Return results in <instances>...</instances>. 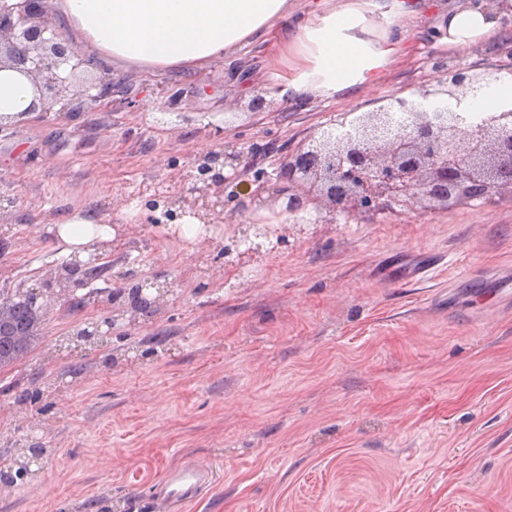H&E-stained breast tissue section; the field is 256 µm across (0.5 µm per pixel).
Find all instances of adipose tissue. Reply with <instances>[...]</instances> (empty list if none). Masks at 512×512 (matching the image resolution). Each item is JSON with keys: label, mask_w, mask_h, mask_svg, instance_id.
<instances>
[{"label": "adipose tissue", "mask_w": 512, "mask_h": 512, "mask_svg": "<svg viewBox=\"0 0 512 512\" xmlns=\"http://www.w3.org/2000/svg\"><path fill=\"white\" fill-rule=\"evenodd\" d=\"M437 15L435 41L458 51L511 32L512 0H56L55 21L79 52L192 74L258 40L280 94L341 101L377 88L406 48L413 21ZM34 89L0 69V124L31 121ZM68 255H87L116 230L91 213L50 227Z\"/></svg>", "instance_id": "1"}]
</instances>
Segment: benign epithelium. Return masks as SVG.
<instances>
[{"label":"benign epithelium","instance_id":"7a95c632","mask_svg":"<svg viewBox=\"0 0 512 512\" xmlns=\"http://www.w3.org/2000/svg\"><path fill=\"white\" fill-rule=\"evenodd\" d=\"M45 0H0V68H12L30 78L38 93L42 111L59 107L61 112H76L122 92L112 81L90 82L75 97L65 95L75 75L105 74L108 64L99 57L74 50L66 35L53 23L44 9ZM433 67L442 73L440 89L424 90L425 100L445 95L455 107L438 104L425 108L413 99L392 96L388 103L372 112H362L335 127L310 137L297 153L275 170V181L291 187L309 184L320 188L334 211L348 214L376 212L397 202L448 204L489 196L507 189L512 180L502 173L512 169V109L492 112L466 123L457 111L475 88L500 76L477 77L463 68H448L441 58ZM468 124L466 138L459 128ZM241 152L224 144L218 151L195 161L188 178L187 195L167 199V208L155 223L171 222L178 215L191 214L202 224H218L211 199L224 192V169H237ZM100 253L88 258L76 256L58 270L56 287L51 289L55 302H73L77 290L87 286L90 275L105 265ZM171 294V283H136L126 300L118 294L121 313L136 319L138 302L150 299L155 305ZM16 301L9 293H0V327L10 324ZM115 318L89 321L81 329L82 341L95 343L112 335Z\"/></svg>","mask_w":512,"mask_h":512}]
</instances>
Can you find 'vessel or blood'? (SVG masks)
Instances as JSON below:
<instances>
[{
    "label": "vessel or blood",
    "instance_id": "b4317fda",
    "mask_svg": "<svg viewBox=\"0 0 512 512\" xmlns=\"http://www.w3.org/2000/svg\"><path fill=\"white\" fill-rule=\"evenodd\" d=\"M213 481L212 470L201 464L185 460L168 467L163 478L153 487L155 512H177L181 505L196 499Z\"/></svg>",
    "mask_w": 512,
    "mask_h": 512
}]
</instances>
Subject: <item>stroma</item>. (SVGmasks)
<instances>
[{
    "label": "stroma",
    "instance_id": "35a3bbf8",
    "mask_svg": "<svg viewBox=\"0 0 512 512\" xmlns=\"http://www.w3.org/2000/svg\"><path fill=\"white\" fill-rule=\"evenodd\" d=\"M421 37L378 89L251 115L269 90L261 45L193 79L112 62L128 104L41 114L0 129V280L40 288L64 259L44 227L94 212L117 235L96 301L50 305L27 349L0 365V461L31 441L43 468L0 492V512H152L150 488L179 457L218 480L179 512H512V304L476 307L512 266V193L449 207L348 215L323 202L255 208L273 172L320 125L392 94L438 86ZM483 75L512 68L500 43L447 57ZM234 145L224 221L192 239L156 224L188 193L201 144ZM258 224L286 225L284 241ZM247 240L255 257L224 256ZM169 280L151 317L111 314L118 273Z\"/></svg>",
    "mask_w": 512,
    "mask_h": 512
}]
</instances>
